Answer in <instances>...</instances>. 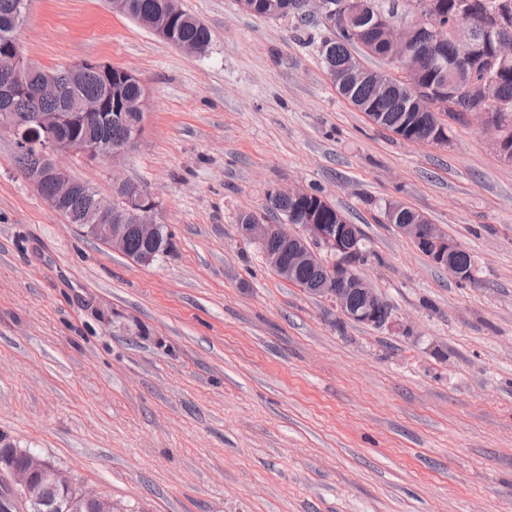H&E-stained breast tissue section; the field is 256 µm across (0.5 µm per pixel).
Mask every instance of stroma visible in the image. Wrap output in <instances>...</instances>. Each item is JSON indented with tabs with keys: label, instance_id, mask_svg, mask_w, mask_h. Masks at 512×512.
<instances>
[{
	"label": "stroma",
	"instance_id": "obj_1",
	"mask_svg": "<svg viewBox=\"0 0 512 512\" xmlns=\"http://www.w3.org/2000/svg\"><path fill=\"white\" fill-rule=\"evenodd\" d=\"M202 55L108 0H31L23 56L139 75L149 107L116 161L65 156L111 197L146 185L172 249L149 265L53 210L0 135V441L137 512H512V164L479 123L402 140L343 98L333 34L238 0H180ZM299 186L359 227L396 323L349 321L238 228ZM423 212L474 259L439 269L384 218Z\"/></svg>",
	"mask_w": 512,
	"mask_h": 512
}]
</instances>
